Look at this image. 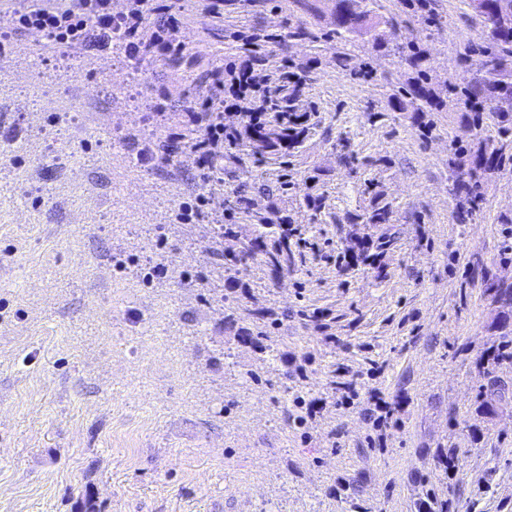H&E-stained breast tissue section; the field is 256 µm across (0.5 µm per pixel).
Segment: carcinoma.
Here are the masks:
<instances>
[{
  "mask_svg": "<svg viewBox=\"0 0 512 512\" xmlns=\"http://www.w3.org/2000/svg\"><path fill=\"white\" fill-rule=\"evenodd\" d=\"M360 0H336L335 27L324 35V40L346 43L350 35L358 32L365 24L367 14L359 10ZM470 6L476 15L481 17L489 30L487 41L475 49L481 56L480 64L485 76L474 81L470 86L459 89L465 105H470L474 98L485 99L493 104L489 112H471L467 121L475 130H485L488 122H493L498 133L507 135L512 130V0H470ZM408 9L419 15L428 27H436L441 17L432 6L431 0H411ZM397 52L411 68L417 72V79L405 91L404 96L395 98L393 109L398 112H413L417 115L435 105L433 92L427 86V76L423 69L425 56L420 47L412 42L400 46L395 45ZM284 131L279 126H267L256 138L249 142L250 156L260 161L265 155L281 153L280 141ZM505 152L502 145L492 139L483 140V145L472 150L459 145L454 155L459 160H451L452 178L459 192L464 194L469 209L459 214V221H464L479 207L482 200L481 178L497 168ZM393 214L392 203L383 195L372 197L363 213L356 219L363 224H387ZM257 221L255 235L239 241L237 250L230 253V264L224 267L228 273H238L257 263L264 267L273 277H280L295 267V254L289 243L290 233L286 219L262 207L252 211ZM387 245L385 237L378 241L361 240L350 247V251H358L359 256L368 259L370 250H380ZM485 292L494 303L503 309H512V284L484 277ZM494 328L505 337L496 347L492 360L496 364L512 363V315L499 317Z\"/></svg>",
  "mask_w": 512,
  "mask_h": 512,
  "instance_id": "obj_1",
  "label": "carcinoma"
}]
</instances>
